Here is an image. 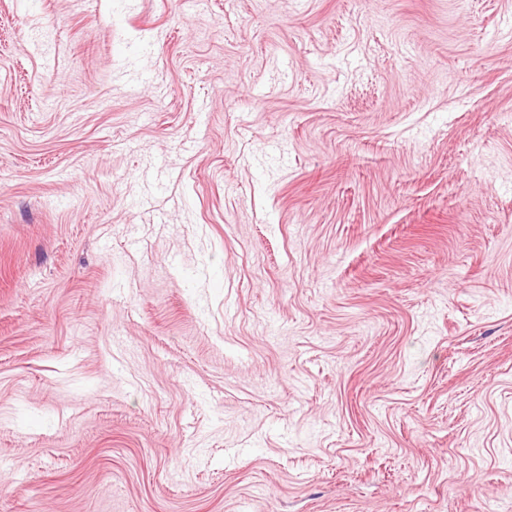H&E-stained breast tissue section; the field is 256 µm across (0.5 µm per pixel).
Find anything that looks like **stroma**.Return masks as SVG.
Returning a JSON list of instances; mask_svg holds the SVG:
<instances>
[{
  "label": "stroma",
  "mask_w": 512,
  "mask_h": 512,
  "mask_svg": "<svg viewBox=\"0 0 512 512\" xmlns=\"http://www.w3.org/2000/svg\"><path fill=\"white\" fill-rule=\"evenodd\" d=\"M5 512H512V0H0Z\"/></svg>",
  "instance_id": "35a3bbf8"
}]
</instances>
